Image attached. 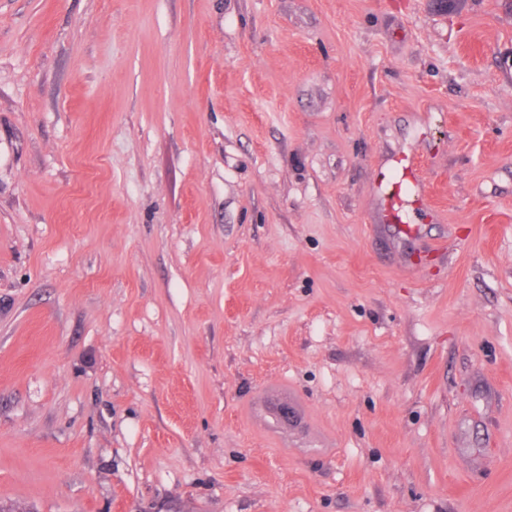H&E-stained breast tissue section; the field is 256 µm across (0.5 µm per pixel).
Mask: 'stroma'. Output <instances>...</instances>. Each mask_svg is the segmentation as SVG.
Listing matches in <instances>:
<instances>
[{
    "label": "stroma",
    "mask_w": 512,
    "mask_h": 512,
    "mask_svg": "<svg viewBox=\"0 0 512 512\" xmlns=\"http://www.w3.org/2000/svg\"><path fill=\"white\" fill-rule=\"evenodd\" d=\"M1 500L512 512L507 0H0Z\"/></svg>",
    "instance_id": "obj_1"
}]
</instances>
